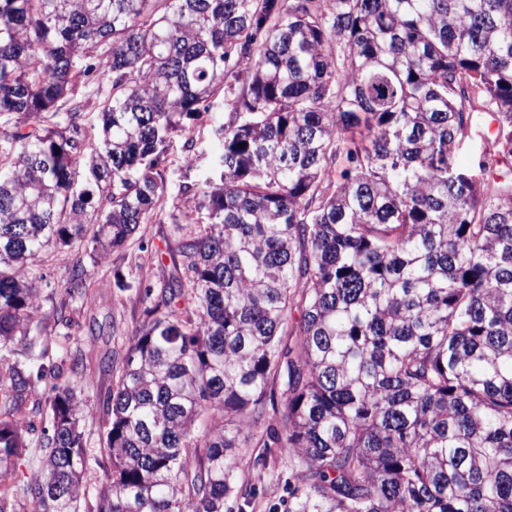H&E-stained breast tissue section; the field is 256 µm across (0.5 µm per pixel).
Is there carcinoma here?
I'll return each mask as SVG.
<instances>
[{"label": "carcinoma", "instance_id": "1", "mask_svg": "<svg viewBox=\"0 0 512 512\" xmlns=\"http://www.w3.org/2000/svg\"><path fill=\"white\" fill-rule=\"evenodd\" d=\"M229 80L219 176L184 186L208 216L177 244L184 313L146 309L126 351L96 512H224L269 407L286 512H512V172L457 158L487 114L512 162V0H0L4 414L53 379L27 512H77L90 469L39 254L96 263L151 223ZM25 447L0 418V484Z\"/></svg>", "mask_w": 512, "mask_h": 512}]
</instances>
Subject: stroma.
I'll return each instance as SVG.
<instances>
[{"label": "stroma", "mask_w": 512, "mask_h": 512, "mask_svg": "<svg viewBox=\"0 0 512 512\" xmlns=\"http://www.w3.org/2000/svg\"><path fill=\"white\" fill-rule=\"evenodd\" d=\"M224 111L215 107L192 123L195 149L192 163L183 150L182 138H174L168 148L161 172L169 186V197L152 223L140 225L128 243L99 264H92L82 246L44 251L38 266L42 296L41 316H52L62 308L65 323L56 335L45 337L47 361L59 366L61 378L76 382L86 401L85 446L95 463L80 500L81 512H93L96 489L112 471L108 456L102 455L99 422L106 410L112 387L121 368V359L132 337L142 324L146 308L161 303L171 283H188L189 273L176 254L179 234L170 222L171 214L187 211L179 191L181 184H202L211 175L212 162L221 152V143L213 136L214 126L222 123ZM88 268L87 291L82 298L71 300L64 285L75 264ZM120 269L128 283L121 289L112 271ZM12 418L28 429L30 444L23 449L8 480L11 489H19L39 471L42 450L37 446L49 426L46 408L40 396H31ZM267 428L259 423L256 439L236 449L237 464L233 471L234 493L226 507L228 512H284L288 497V461L281 454L270 456L269 467L261 483H254L251 465L265 454L258 437Z\"/></svg>", "instance_id": "35a3bbf8"}]
</instances>
